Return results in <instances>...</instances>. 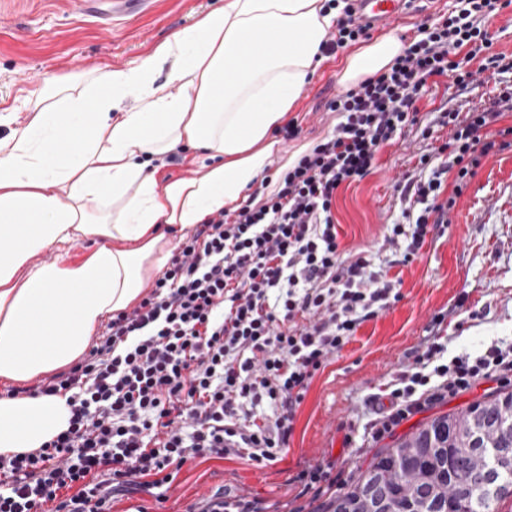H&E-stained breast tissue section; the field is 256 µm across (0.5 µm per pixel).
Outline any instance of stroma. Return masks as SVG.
<instances>
[{
  "mask_svg": "<svg viewBox=\"0 0 512 512\" xmlns=\"http://www.w3.org/2000/svg\"><path fill=\"white\" fill-rule=\"evenodd\" d=\"M224 0H151L132 16L104 20L81 14L66 0H0V110L24 121L23 104L46 78L76 81L103 63L121 67L200 14L222 6ZM451 0H414L395 20L375 26L372 36L393 33L414 37L426 18L447 12ZM512 85V73L487 79L465 93L456 87L438 89L420 102L422 123L406 129L384 146L376 167L363 180L340 189L334 215L345 255L368 260L371 270L399 280L401 298L363 322L354 338L313 378L297 409L294 430L281 457L268 464L245 458H195L180 470L165 500L141 493L114 499L112 512H188L200 510L217 491L258 500L265 512H316L321 497L301 494L296 475L319 463L332 464L343 491L365 471L375 455L392 447L437 416L458 412L471 404L512 392V382L485 380L470 390L415 414L391 435L375 441L374 418L367 403L392 379L406 357L422 348L427 327L438 312L448 315L442 342L445 357L477 353L491 343H512V149L483 159L448 215L443 236L427 240L419 257L395 264V253L383 244L393 224L403 223L407 207L394 185L398 178L427 179L440 165L436 137L447 136L439 126L441 106L465 113L494 96L499 83ZM335 60L323 63L310 77L292 112L302 132L282 145L272 158L282 166L286 157L313 146L338 123L325 111L328 99L342 92ZM431 127L424 135L423 127ZM466 303H459V296Z\"/></svg>",
  "mask_w": 512,
  "mask_h": 512,
  "instance_id": "35a3bbf8",
  "label": "stroma"
}]
</instances>
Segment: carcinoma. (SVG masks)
I'll list each match as a JSON object with an SVG mask.
<instances>
[{"label":"carcinoma","instance_id":"carcinoma-1","mask_svg":"<svg viewBox=\"0 0 512 512\" xmlns=\"http://www.w3.org/2000/svg\"><path fill=\"white\" fill-rule=\"evenodd\" d=\"M511 406L510 393L434 419L377 454L322 512H499L512 498V429L500 425ZM484 445L497 449L490 479Z\"/></svg>","mask_w":512,"mask_h":512}]
</instances>
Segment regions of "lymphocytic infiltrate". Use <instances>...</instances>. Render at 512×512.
<instances>
[{
	"label": "lymphocytic infiltrate",
	"instance_id": "f902f5d3",
	"mask_svg": "<svg viewBox=\"0 0 512 512\" xmlns=\"http://www.w3.org/2000/svg\"><path fill=\"white\" fill-rule=\"evenodd\" d=\"M505 7L454 0L447 14L426 19L389 69L327 102L339 122L278 173L274 191L248 195L180 241L138 305L113 315L73 367L36 386L41 395H66L69 427L38 451L0 455V512H112L118 490L164 499L196 457L276 460L315 374L401 297L366 259L344 257L333 215L338 190L370 174L381 148L420 124L429 88L450 81L466 90L477 74L512 71L488 27ZM370 30L345 5L321 52L335 54ZM506 112L512 87L467 115L443 110V163L427 181L397 184L420 205L384 236L400 264L447 223L482 158L507 148L512 126L498 125ZM445 320L432 318L431 342L402 365L387 397L371 396L373 438L482 379L512 378V344L438 362Z\"/></svg>",
	"mask_w": 512,
	"mask_h": 512
}]
</instances>
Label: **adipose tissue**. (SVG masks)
I'll return each mask as SVG.
<instances>
[{"label": "adipose tissue", "mask_w": 512, "mask_h": 512, "mask_svg": "<svg viewBox=\"0 0 512 512\" xmlns=\"http://www.w3.org/2000/svg\"><path fill=\"white\" fill-rule=\"evenodd\" d=\"M341 12L327 0H224L137 61L41 89L0 139V379L67 368L101 324L144 292L186 230L237 209L261 180ZM404 45L384 34L338 67L354 87ZM135 110H128V101ZM204 151L202 173L162 178L156 160ZM98 245L80 261L36 262L49 247ZM63 395L0 398V454L30 453L67 430Z\"/></svg>", "instance_id": "1"}]
</instances>
